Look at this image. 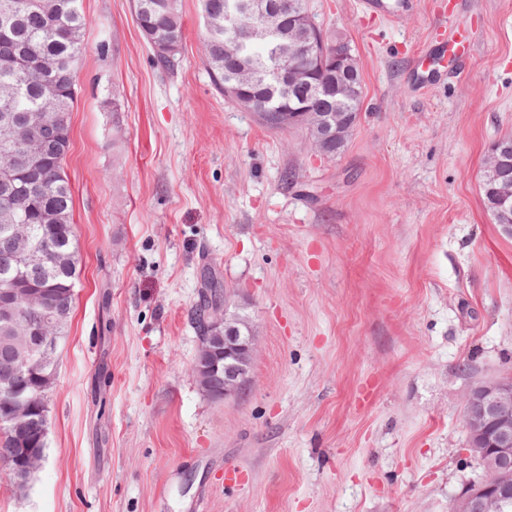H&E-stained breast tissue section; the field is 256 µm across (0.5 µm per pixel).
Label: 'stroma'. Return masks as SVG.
<instances>
[{
	"label": "stroma",
	"instance_id": "35a3bbf8",
	"mask_svg": "<svg viewBox=\"0 0 512 512\" xmlns=\"http://www.w3.org/2000/svg\"><path fill=\"white\" fill-rule=\"evenodd\" d=\"M83 6L75 300L46 460L25 493L0 477V512H448L481 473L462 396L512 372V237L481 192L512 136V0H307L363 82L333 159L217 92L199 0L172 74L132 0ZM455 31L466 67L427 73ZM206 265L258 334L251 385L219 402L192 376Z\"/></svg>",
	"mask_w": 512,
	"mask_h": 512
}]
</instances>
